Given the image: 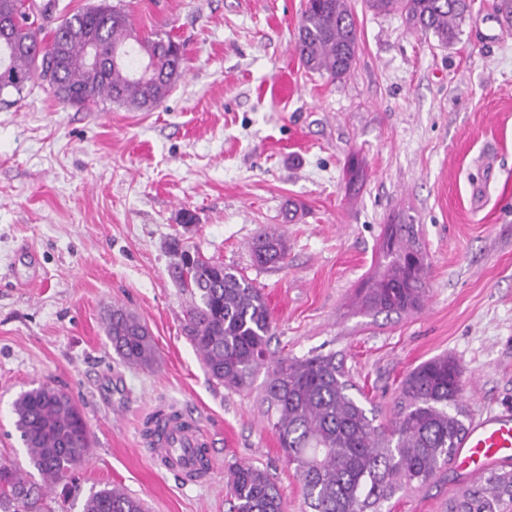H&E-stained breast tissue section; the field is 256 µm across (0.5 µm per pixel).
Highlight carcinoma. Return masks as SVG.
Masks as SVG:
<instances>
[{
  "label": "carcinoma",
  "instance_id": "1",
  "mask_svg": "<svg viewBox=\"0 0 512 512\" xmlns=\"http://www.w3.org/2000/svg\"><path fill=\"white\" fill-rule=\"evenodd\" d=\"M28 0H0V16L12 17L10 34L0 42V96L21 94L29 83H48L64 104L87 106L109 100L134 111L153 110L167 99L183 73L184 46L167 33H139L128 12L99 3L66 15L49 41L27 6ZM377 12L405 13L414 27L441 43L456 38L468 0H369ZM101 54L120 53L108 68L87 59V37ZM296 52L304 67L331 78L350 72L357 30L347 0H306ZM173 253L178 286L194 298L184 331L209 376L243 390L267 369L263 402L273 418L280 446L294 466L314 512H378L382 502L404 488L422 487L449 464L467 424L462 408L463 373L450 357L426 360L401 381L392 419L376 423L349 393L336 355L268 359L272 325L260 289L237 269L210 258L191 264L190 249L175 238ZM257 264L282 266L288 247L264 230L251 246ZM420 247L414 225L391 224L383 244L384 262L361 289L367 312H410L424 293L427 263L409 257ZM112 349L123 361L148 366L155 345L133 313L112 310L106 319ZM16 429L31 464L44 482L56 486L90 452L89 428L71 397L40 385L13 402ZM233 512H283L284 491L267 470L238 463L230 471ZM45 490L28 483L13 464L0 461V512H42ZM512 504V468L494 469L484 481L461 488L448 512H501ZM83 512H144L143 503L116 488L91 493Z\"/></svg>",
  "mask_w": 512,
  "mask_h": 512
}]
</instances>
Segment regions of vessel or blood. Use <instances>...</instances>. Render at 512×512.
I'll list each match as a JSON object with an SVG mask.
<instances>
[{"instance_id":"obj_1","label":"vessel or blood","mask_w":512,"mask_h":512,"mask_svg":"<svg viewBox=\"0 0 512 512\" xmlns=\"http://www.w3.org/2000/svg\"><path fill=\"white\" fill-rule=\"evenodd\" d=\"M151 456L161 467L175 471L185 484H197L213 470L205 454L209 440L197 419L185 412L159 409L149 428ZM512 458V410L485 414L471 422L456 454L458 466L480 477L495 463Z\"/></svg>"}]
</instances>
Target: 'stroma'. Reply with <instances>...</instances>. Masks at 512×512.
Wrapping results in <instances>:
<instances>
[{"instance_id": "stroma-1", "label": "stroma", "mask_w": 512, "mask_h": 512, "mask_svg": "<svg viewBox=\"0 0 512 512\" xmlns=\"http://www.w3.org/2000/svg\"><path fill=\"white\" fill-rule=\"evenodd\" d=\"M143 33L186 46L183 75L150 112L59 102L46 82L0 102V460L30 482L12 403L48 384L88 422L90 454L45 512H82L103 486L149 512H230V466L268 470L284 512H312L262 405L265 372L244 391L211 380L184 332L188 293L169 269L172 238L261 288L270 349L335 353L376 410L442 354L464 372L469 416L512 407V24L472 0L453 44L397 12L348 0L359 47L350 72L308 71L294 48L303 0H110ZM196 221L182 226V211ZM412 224L426 253L413 313L368 315L358 292L385 225ZM288 243L282 267L251 252L263 229ZM136 314L152 368L123 364L105 319ZM198 417L212 440L209 482L158 469L142 430L159 403ZM447 466L381 512H448L466 484Z\"/></svg>"}]
</instances>
